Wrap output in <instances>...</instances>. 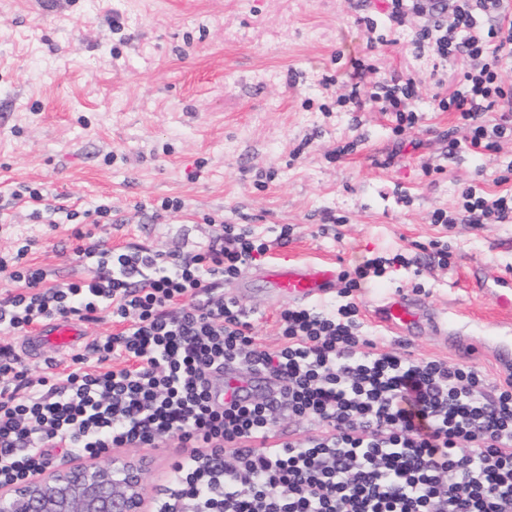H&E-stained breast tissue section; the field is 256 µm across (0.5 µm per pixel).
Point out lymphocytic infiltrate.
Here are the masks:
<instances>
[{
	"mask_svg": "<svg viewBox=\"0 0 512 512\" xmlns=\"http://www.w3.org/2000/svg\"><path fill=\"white\" fill-rule=\"evenodd\" d=\"M428 6L439 20L419 41L468 64L438 100L459 130L448 152L492 149L512 136V89L499 78L512 60V0ZM414 98L412 80L394 76L366 90L352 85L347 100L377 107L398 135L418 120ZM12 196L50 224L112 221L106 203L52 207L43 188L28 184ZM455 220L508 223L512 187L492 198L468 190L458 216L434 214L438 224ZM290 234L287 226L271 237L252 224L222 223L194 254L115 249L101 238L76 248L84 273L69 283L24 265L28 245L0 255V270L21 284L0 299L1 335L70 316L104 314L119 326L93 341L95 366L78 354L35 380L12 345H0V484L39 471L58 448L98 458L165 438L178 452L153 512H512V370L492 378L378 344L352 299L363 281L412 259L397 252L364 260L347 274L343 302L284 308L280 344L259 342L250 312L223 286ZM228 364L262 372L279 391L245 404L217 401L215 380ZM285 417L307 424L308 436L277 442Z\"/></svg>",
	"mask_w": 512,
	"mask_h": 512,
	"instance_id": "f902f5d3",
	"label": "lymphocytic infiltrate"
}]
</instances>
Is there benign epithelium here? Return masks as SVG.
I'll list each match as a JSON object with an SVG mask.
<instances>
[{"mask_svg": "<svg viewBox=\"0 0 512 512\" xmlns=\"http://www.w3.org/2000/svg\"><path fill=\"white\" fill-rule=\"evenodd\" d=\"M146 455H116L44 467L31 477L0 484V512H151Z\"/></svg>", "mask_w": 512, "mask_h": 512, "instance_id": "7a95c632", "label": "benign epithelium"}]
</instances>
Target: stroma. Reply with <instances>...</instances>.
<instances>
[{"label": "stroma", "mask_w": 512, "mask_h": 512, "mask_svg": "<svg viewBox=\"0 0 512 512\" xmlns=\"http://www.w3.org/2000/svg\"><path fill=\"white\" fill-rule=\"evenodd\" d=\"M381 0H0V198L25 182L83 207L112 205L105 236L195 252L211 220L293 228L271 262L334 261L353 270L398 249L421 269L396 268L362 283L368 310L375 291H411L448 308L466 332L493 336L501 316L490 294L473 292L487 265L512 274V222L441 230L435 211H455L468 188L491 191L512 170V140L481 153L448 155L451 112L436 111L437 80L453 85L462 60L418 53L415 41L435 20L426 12L389 26ZM390 42L368 43V25ZM411 77L420 115L397 151L380 112L342 103L353 82ZM180 199L177 212L160 211ZM75 225L39 224L24 204L0 223V254L28 239L30 263L59 281L81 276ZM445 236L448 263L430 240ZM260 267L225 283L254 318L263 343L279 341L278 313ZM418 358H442L496 375L490 356H463L428 327L405 342Z\"/></svg>", "instance_id": "35a3bbf8"}]
</instances>
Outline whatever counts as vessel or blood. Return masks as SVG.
I'll return each instance as SVG.
<instances>
[{
    "label": "vessel or blood",
    "instance_id": "1",
    "mask_svg": "<svg viewBox=\"0 0 512 512\" xmlns=\"http://www.w3.org/2000/svg\"><path fill=\"white\" fill-rule=\"evenodd\" d=\"M262 277L275 299H285L294 304H311L333 298L336 294L340 274L335 263H301L283 260L266 268ZM483 281L497 284L498 307L512 314V279L495 268L482 272ZM372 315L388 333L401 338L408 337L418 326H429L435 335L450 339L452 345L468 354L478 350L490 351L500 368H512V338L495 336H464L456 324L449 322L447 310L427 305L405 291L378 295L372 303ZM88 336L82 321L73 318L50 320L31 332L28 343L32 346H53L57 353L78 348L86 344ZM224 401H244L259 395L276 393L277 385L258 372H243L234 366L224 369V378L219 383Z\"/></svg>",
    "mask_w": 512,
    "mask_h": 512
}]
</instances>
